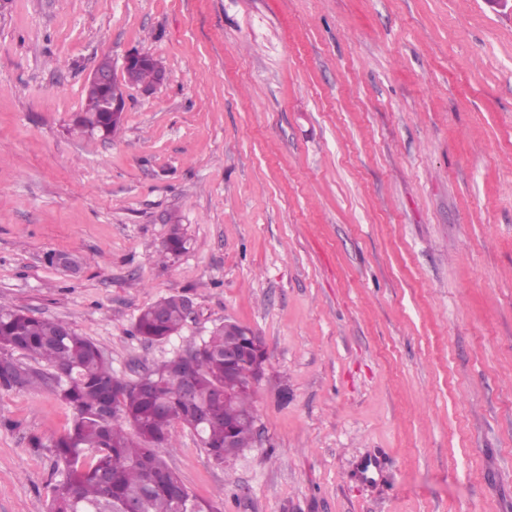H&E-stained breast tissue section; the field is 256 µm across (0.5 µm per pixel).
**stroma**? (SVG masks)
<instances>
[{
    "instance_id": "35a3bbf8",
    "label": "stroma",
    "mask_w": 512,
    "mask_h": 512,
    "mask_svg": "<svg viewBox=\"0 0 512 512\" xmlns=\"http://www.w3.org/2000/svg\"><path fill=\"white\" fill-rule=\"evenodd\" d=\"M161 59L84 131L93 65ZM179 220L186 251L159 261ZM170 339L134 336L171 296ZM0 299L127 382L224 320L259 435L168 464L223 512H512V16L484 0H0ZM73 413L0 390V512H42ZM41 447H33V438ZM180 295H171L143 309L135 322V332L147 341H162L176 333L186 320L192 304L183 297V308ZM163 311L162 318L157 317V308Z\"/></svg>"
}]
</instances>
